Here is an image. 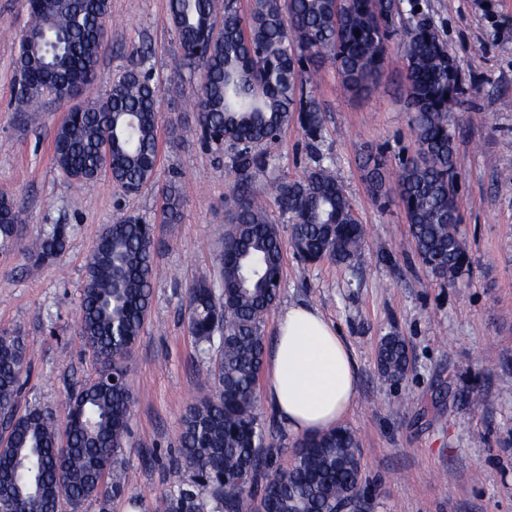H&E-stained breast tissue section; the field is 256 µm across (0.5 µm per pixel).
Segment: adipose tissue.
<instances>
[{"instance_id":"1","label":"adipose tissue","mask_w":512,"mask_h":512,"mask_svg":"<svg viewBox=\"0 0 512 512\" xmlns=\"http://www.w3.org/2000/svg\"><path fill=\"white\" fill-rule=\"evenodd\" d=\"M266 398L288 430L311 436L340 425L356 395V365L336 326L313 307L280 311L267 350Z\"/></svg>"}]
</instances>
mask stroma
<instances>
[{
  "label": "stroma",
  "mask_w": 512,
  "mask_h": 512,
  "mask_svg": "<svg viewBox=\"0 0 512 512\" xmlns=\"http://www.w3.org/2000/svg\"><path fill=\"white\" fill-rule=\"evenodd\" d=\"M110 3L98 77L84 101L104 94L141 45L160 88L158 166L133 195L108 176L77 183L59 170L52 139L62 110L14 111L26 12L22 0H0V196L14 199L24 218L18 246L0 257V333L26 345L21 409L38 407L65 421L68 391L96 375L77 326L93 245L105 225L130 214L155 227L152 303L127 362L134 395L123 444L129 484L121 496L87 501L79 512H140L137 500L165 489L182 416L203 394L215 356L189 331V291L213 275L232 219L224 206L234 186L228 152L188 133L197 123L192 76L169 24V0ZM425 3L465 88L452 119L470 265L452 283L433 277L408 238L398 199L380 209L366 190V154L385 152L394 164L415 150L394 41L368 95H348L331 66L313 71L309 88L325 113L319 147L364 226L365 245L345 264H304L285 248L280 299L263 330L273 338L279 309L297 303L317 307L339 327L358 374L343 426L357 440L370 512H512V186L499 184L501 173L512 171V0ZM274 156L251 190L265 196L286 239L291 224L270 184L299 178L313 164L299 124L288 127ZM174 175L184 206L180 222L167 224L162 191ZM48 224L67 226L68 247L54 263L36 266L26 246ZM391 332L405 338L410 358L395 386L377 371L379 341Z\"/></svg>",
  "instance_id": "35a3bbf8"
}]
</instances>
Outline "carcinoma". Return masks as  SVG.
<instances>
[{
    "mask_svg": "<svg viewBox=\"0 0 512 512\" xmlns=\"http://www.w3.org/2000/svg\"><path fill=\"white\" fill-rule=\"evenodd\" d=\"M419 5L421 0H253L243 15L235 0H169L183 56L200 70L191 92L197 129L209 132L217 150L226 136L249 148L231 159L232 225L216 257L221 292L205 277L190 292L194 338L216 346L209 386L182 418L169 487L142 503L143 512H251L256 495L270 500L273 512H329L332 502L357 489L361 460L344 427L299 439L286 467L271 460L274 437L258 416L257 384L262 326L280 297L274 279L283 275V242L265 200L249 185L269 166L270 156L257 147L278 142L299 123L310 137L315 165L299 179L274 185L277 204L292 223L294 253L305 263L338 264L360 254L364 227L335 168L322 162L323 109L306 85L311 68L328 64L347 92L369 93L397 36L416 150L394 173L384 155H367L363 177L377 206L398 196L415 252L431 275L456 279L469 263L456 224L458 197L448 193V182L458 179L451 110L463 88L455 58L431 19L416 10ZM24 8L28 23L16 61L19 112L39 108L51 87L87 89L95 82L110 0H24ZM158 97L151 73L132 65L103 96L57 127V167L88 181L107 156L112 182L140 190L158 160ZM182 209L172 183L163 198L167 223H177ZM20 223L16 202L1 197L0 253L17 244ZM67 242L66 225L49 224L29 244V258L36 265L51 263ZM152 247L149 225L129 215L100 234L88 258L78 322L83 348L100 368L67 393L69 441L61 442V426L42 409L16 413L27 351L20 337L0 335V410L14 412L0 451V503L12 512H56L63 501L75 512L90 499L126 491L123 440L133 400L126 361L151 306ZM377 365L390 385L406 378L404 337L381 338Z\"/></svg>",
    "mask_w": 512,
    "mask_h": 512,
    "instance_id": "carcinoma-1",
    "label": "carcinoma"
}]
</instances>
